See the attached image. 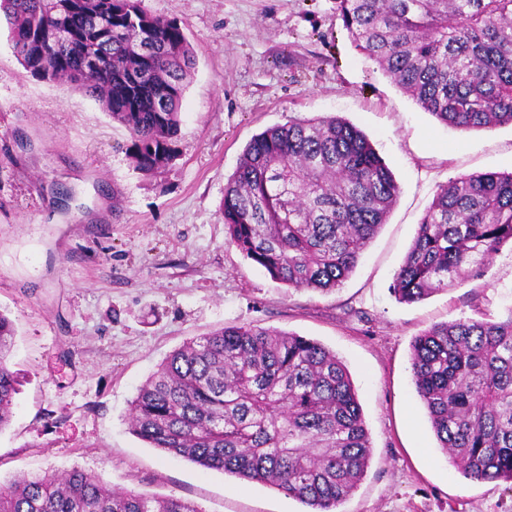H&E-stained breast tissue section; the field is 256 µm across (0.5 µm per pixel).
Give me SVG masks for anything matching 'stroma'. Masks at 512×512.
I'll return each mask as SVG.
<instances>
[{"label": "stroma", "instance_id": "35a3bbf8", "mask_svg": "<svg viewBox=\"0 0 512 512\" xmlns=\"http://www.w3.org/2000/svg\"><path fill=\"white\" fill-rule=\"evenodd\" d=\"M183 25L195 64L177 156L133 170L128 131L94 98L32 77L0 19V312L21 380L0 430V480L94 474L202 512H304L277 489L164 456L130 430L138 388L175 349L224 326L314 339L347 366L373 448L338 512H512V484L476 483L438 446L410 372L411 342L512 308V248L417 303L391 291L439 188L512 171V127L439 123L355 50L338 0H142ZM359 129L400 187L386 224L333 292L273 281L228 241L224 187L245 146L291 119Z\"/></svg>", "mask_w": 512, "mask_h": 512}]
</instances>
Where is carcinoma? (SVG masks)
<instances>
[{
	"mask_svg": "<svg viewBox=\"0 0 512 512\" xmlns=\"http://www.w3.org/2000/svg\"><path fill=\"white\" fill-rule=\"evenodd\" d=\"M68 0H0L23 67L102 102L132 140L134 169L174 159L184 28L141 0H81L77 33L37 41ZM355 48L438 122L461 132L512 126V0H339ZM105 59L85 70L87 55ZM400 192L367 137L338 116L290 120L254 138L224 187L229 241L296 290L329 293L356 267ZM512 246V171L442 186L417 224L392 292L414 303L479 273ZM13 322L0 313V430L19 394ZM415 391L449 462L476 482H512V308L505 318L435 324L411 344ZM131 432L166 455L336 512L372 448L351 375L321 343L251 324L224 326L170 354L131 401ZM0 512H202L176 497L114 490L79 469L0 485Z\"/></svg>",
	"mask_w": 512,
	"mask_h": 512,
	"instance_id": "carcinoma-1",
	"label": "carcinoma"
}]
</instances>
